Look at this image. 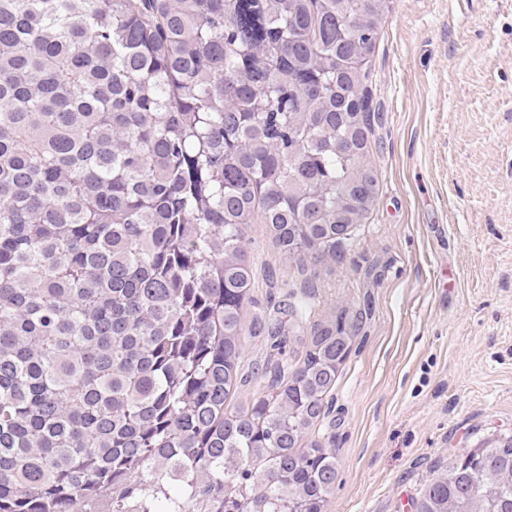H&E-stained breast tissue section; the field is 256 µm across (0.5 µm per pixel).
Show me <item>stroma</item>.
<instances>
[{"label": "stroma", "mask_w": 512, "mask_h": 512, "mask_svg": "<svg viewBox=\"0 0 512 512\" xmlns=\"http://www.w3.org/2000/svg\"><path fill=\"white\" fill-rule=\"evenodd\" d=\"M368 68L373 205L332 256L282 254L247 226L226 407L344 322L310 435L336 455L325 512H413L449 454L512 433V0H389Z\"/></svg>", "instance_id": "1"}]
</instances>
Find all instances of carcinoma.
Segmentation results:
<instances>
[{
    "mask_svg": "<svg viewBox=\"0 0 512 512\" xmlns=\"http://www.w3.org/2000/svg\"><path fill=\"white\" fill-rule=\"evenodd\" d=\"M387 0H0V512H318L300 443L352 341L224 409L245 228L336 251L370 205L367 59ZM448 456L416 512H512V439Z\"/></svg>",
    "mask_w": 512,
    "mask_h": 512,
    "instance_id": "obj_1",
    "label": "carcinoma"
}]
</instances>
